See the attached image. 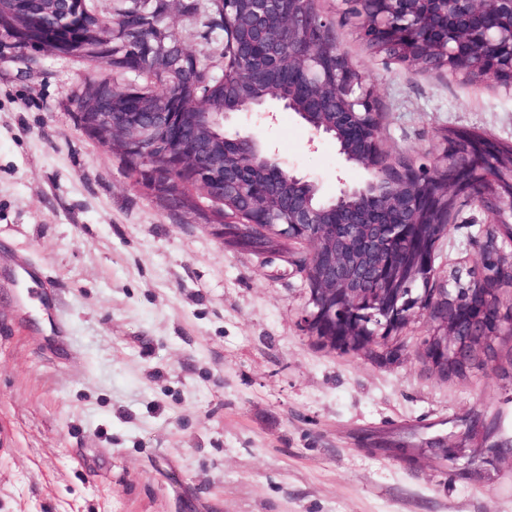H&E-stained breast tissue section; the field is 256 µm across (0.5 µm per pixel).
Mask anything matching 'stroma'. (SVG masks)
Instances as JSON below:
<instances>
[{
	"mask_svg": "<svg viewBox=\"0 0 512 512\" xmlns=\"http://www.w3.org/2000/svg\"><path fill=\"white\" fill-rule=\"evenodd\" d=\"M199 4L174 0L166 28L210 63L223 44L202 38ZM316 9L372 87L389 154L436 152L448 127L512 142V94L494 77L408 67L372 53L336 0ZM26 57L0 35V512H512V457L465 479L426 449L454 443V420L474 412L512 446V336L448 379L423 360L424 314L394 361L319 346L299 327L308 293L282 246L222 243L200 187L197 208L171 210L80 128L74 96L108 69ZM232 126L260 132L323 196L365 177L294 113ZM486 221L473 204L449 221L436 286L453 266L480 270ZM25 263L48 282L40 298L20 295Z\"/></svg>",
	"mask_w": 512,
	"mask_h": 512,
	"instance_id": "stroma-1",
	"label": "stroma"
}]
</instances>
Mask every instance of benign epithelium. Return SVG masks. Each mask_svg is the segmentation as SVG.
<instances>
[{
	"label": "benign epithelium",
	"instance_id": "7a95c632",
	"mask_svg": "<svg viewBox=\"0 0 512 512\" xmlns=\"http://www.w3.org/2000/svg\"><path fill=\"white\" fill-rule=\"evenodd\" d=\"M42 21L53 22L60 14V5L75 0H40ZM242 8L237 13L238 28L224 37V46L237 45L246 53L257 54V64L251 68V79L261 82L269 72L282 67L288 58V76L302 88L303 104L293 97L286 99L271 93L267 97H240L235 105L219 112H196L195 100L168 96L158 109L145 95L138 94L136 112L112 110L109 85L95 84L88 109L77 113L81 128L91 136L106 138L120 148L127 165L145 175V188L151 193L174 198L181 183L176 174L190 178L203 186L213 201L225 194L246 195L253 192L256 176L245 174L238 154L263 150L267 168L263 176L288 180L296 188L316 187V183L297 175L281 165L279 160L264 151V146L252 134L236 132L229 136L224 126L235 112H262L271 114L267 103L291 111L306 124L318 138H336L337 126L355 120L366 121L372 147L383 153L380 145V113L371 89L353 64L344 69H333L326 61L325 52L334 45L331 24L323 18H305L295 11L285 12L284 0H239ZM379 10L370 18L378 35L404 36L412 47L408 59L414 64L430 51L441 57L440 67L465 79H471L463 62L472 48L480 46L496 57V63L487 69L500 84L512 91V21L491 25L482 21L489 13L512 18V0H377ZM0 34L24 48L32 45L40 51L76 57L78 49H69L64 42L43 36L33 28L15 25ZM191 54L180 45L155 51L153 70L165 76L186 64ZM339 154L352 164L367 171V178L359 185L339 179L336 197L329 199L332 209L338 210L349 199L358 197L360 204L354 215L339 222L328 223L325 209L316 208L304 200L298 202L288 219H280L282 212L278 194L261 190L250 209L261 217L258 222L234 224V237L243 240L251 235L298 239L312 246L311 254L298 266L297 258L288 262L301 274L308 291L307 307L302 311L299 325L304 334L329 349L343 348L361 352L379 340L390 357L399 354L394 341L400 331L419 313L427 314L430 330L423 340V349L434 347L442 359L430 361L432 370L441 377L465 374L471 368L470 360L488 353L495 339L512 335V318H504L500 302L478 288L466 289L470 307L480 312H491L490 321L478 316L464 322L452 307L459 295L457 278L446 280V287L431 292H412L397 287L400 274L393 268L388 255L404 236L403 225L427 224L430 211L423 207V185L404 181L393 182L391 172L371 159L361 158L341 146ZM424 165L435 174L447 172L450 166L448 147L441 154L426 158ZM454 169L466 174L467 188L446 179H435L431 184L433 199L440 200L443 222L456 209L458 200L466 195L475 197L485 191L491 179L490 170L502 172L512 169V162L490 160V168L468 161L457 163ZM396 208L401 220L384 223L375 218L383 210ZM494 222H512V193L497 199L490 215ZM341 322V332L335 336L325 333V325Z\"/></svg>",
	"mask_w": 512,
	"mask_h": 512
}]
</instances>
